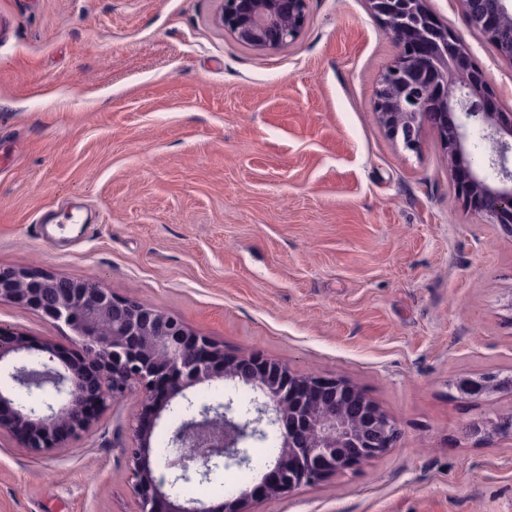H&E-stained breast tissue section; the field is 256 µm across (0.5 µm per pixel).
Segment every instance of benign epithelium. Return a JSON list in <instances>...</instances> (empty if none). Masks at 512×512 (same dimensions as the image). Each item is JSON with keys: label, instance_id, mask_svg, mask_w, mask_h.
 I'll list each match as a JSON object with an SVG mask.
<instances>
[{"label": "benign epithelium", "instance_id": "1", "mask_svg": "<svg viewBox=\"0 0 512 512\" xmlns=\"http://www.w3.org/2000/svg\"><path fill=\"white\" fill-rule=\"evenodd\" d=\"M508 0H460L472 30L512 60V7ZM308 0H222L217 22L240 43L263 50L293 45L307 20ZM395 48L374 90L385 133L416 148L425 130L438 132L457 175L458 193L477 200L474 211L512 231V119L489 106L480 76L463 70L464 40L441 25L426 0H366ZM491 146L481 160L475 145ZM0 301L38 312L74 333L78 357L55 363L50 343L0 326V407L3 425L36 454L61 448L90 429L108 401L138 396L141 412L158 421L193 404L187 390L215 381L252 387L251 415L229 399L196 406L176 425L170 453L151 462V435L133 427L129 449L132 491L139 512H243L250 487L220 504L172 495L178 483L207 478L221 463L248 466L246 445L270 430L279 452L264 469L275 476L266 496L276 497L343 475L378 458L399 438L397 423L340 380L302 376L268 359L224 358L223 346L191 333L151 306L120 299L94 279L71 280L44 272L0 267ZM512 388V377L488 373L463 379L457 390L483 396Z\"/></svg>", "mask_w": 512, "mask_h": 512}]
</instances>
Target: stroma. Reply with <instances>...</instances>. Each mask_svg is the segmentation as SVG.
<instances>
[{
  "mask_svg": "<svg viewBox=\"0 0 512 512\" xmlns=\"http://www.w3.org/2000/svg\"><path fill=\"white\" fill-rule=\"evenodd\" d=\"M512 112V62L428 0ZM220 0H0V267L96 279L223 345L352 384L397 445L246 512H512V233L457 195L435 130L407 149L374 88L395 49L364 0H308L299 39L248 47ZM88 227L39 236L58 198ZM0 325L72 354V331L0 302ZM119 400L68 447L31 454L0 428V512H138ZM512 388V377L499 378L488 373L479 379H463L457 383V390L467 396H483L489 389ZM486 423L493 424L497 432H507L509 435L512 433V413L503 414L499 416V418H497L495 421H481L471 423L466 427L465 431L467 435L481 440L486 434Z\"/></svg>",
  "mask_w": 512,
  "mask_h": 512,
  "instance_id": "1",
  "label": "stroma"
}]
</instances>
